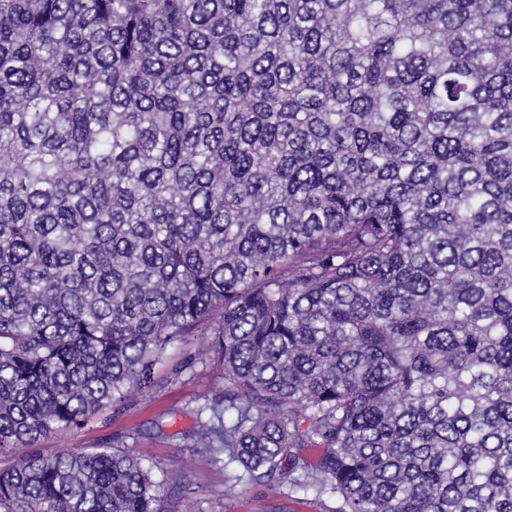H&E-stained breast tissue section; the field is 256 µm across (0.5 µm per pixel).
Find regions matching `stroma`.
<instances>
[{
  "label": "stroma",
  "instance_id": "stroma-1",
  "mask_svg": "<svg viewBox=\"0 0 512 512\" xmlns=\"http://www.w3.org/2000/svg\"><path fill=\"white\" fill-rule=\"evenodd\" d=\"M210 332L173 353L156 369L157 386L133 395L124 410H105L86 426L51 433L39 442L45 453L66 448H94L119 440L122 447L175 472L185 470L196 487L179 503L180 512H329L337 502L315 492L295 493L271 482L249 486L239 494L224 493V469L204 464L190 446L195 409L224 388L217 375V357L210 351Z\"/></svg>",
  "mask_w": 512,
  "mask_h": 512
}]
</instances>
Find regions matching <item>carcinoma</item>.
I'll list each match as a JSON object with an SVG mask.
<instances>
[{"mask_svg": "<svg viewBox=\"0 0 512 512\" xmlns=\"http://www.w3.org/2000/svg\"><path fill=\"white\" fill-rule=\"evenodd\" d=\"M207 328L229 489L512 512V0H0V512H179L36 444Z\"/></svg>", "mask_w": 512, "mask_h": 512, "instance_id": "obj_1", "label": "carcinoma"}]
</instances>
